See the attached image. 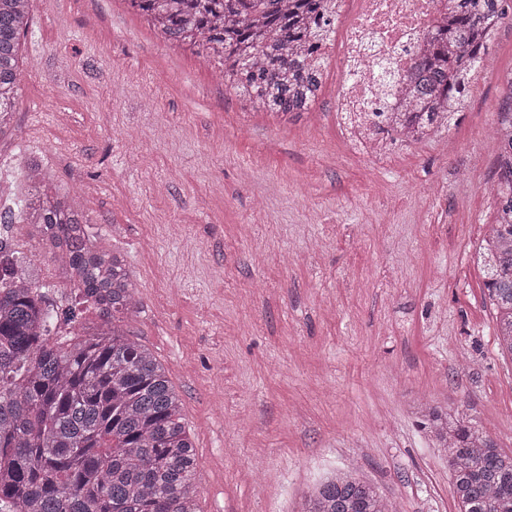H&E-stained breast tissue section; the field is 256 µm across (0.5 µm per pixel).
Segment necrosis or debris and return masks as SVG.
<instances>
[{
	"instance_id": "necrosis-or-debris-1",
	"label": "necrosis or debris",
	"mask_w": 512,
	"mask_h": 512,
	"mask_svg": "<svg viewBox=\"0 0 512 512\" xmlns=\"http://www.w3.org/2000/svg\"><path fill=\"white\" fill-rule=\"evenodd\" d=\"M339 54L336 113L348 135L381 159L385 143L373 134V115L405 109L403 77L437 25L445 0H357ZM395 78L379 80L383 65Z\"/></svg>"
}]
</instances>
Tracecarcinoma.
Segmentation results:
<instances>
[{
	"label": "carcinoma",
	"instance_id": "cac0c4a2",
	"mask_svg": "<svg viewBox=\"0 0 512 512\" xmlns=\"http://www.w3.org/2000/svg\"><path fill=\"white\" fill-rule=\"evenodd\" d=\"M173 49L217 64L224 86L270 115L309 111L322 88L336 26L329 0H125ZM503 0H456L448 26L428 34L410 76V111L377 131L387 145L450 130L472 75L507 18ZM28 0H0V128L14 112ZM494 223L480 244L497 339L512 354V77L499 101ZM3 224H28L57 262L76 303L97 306L101 327L69 342L60 314L25 258L0 255V512H198V457L165 368L123 329L137 300L123 260L99 246L69 193L49 188ZM448 460L459 512H512V452L458 406H412ZM301 512H396L357 468L316 482Z\"/></svg>",
	"mask_w": 512,
	"mask_h": 512
}]
</instances>
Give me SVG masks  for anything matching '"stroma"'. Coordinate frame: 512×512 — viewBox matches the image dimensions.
<instances>
[{
	"instance_id": "obj_1",
	"label": "stroma",
	"mask_w": 512,
	"mask_h": 512,
	"mask_svg": "<svg viewBox=\"0 0 512 512\" xmlns=\"http://www.w3.org/2000/svg\"><path fill=\"white\" fill-rule=\"evenodd\" d=\"M0 197L27 161L82 204L138 288L125 322L165 366L199 459V512H299L348 464L401 512H458L407 408L463 405L512 451V358L473 252L495 218L497 31L450 134L375 160L336 108L338 43L312 112H254L124 0H30ZM12 247L71 306L25 225Z\"/></svg>"
}]
</instances>
